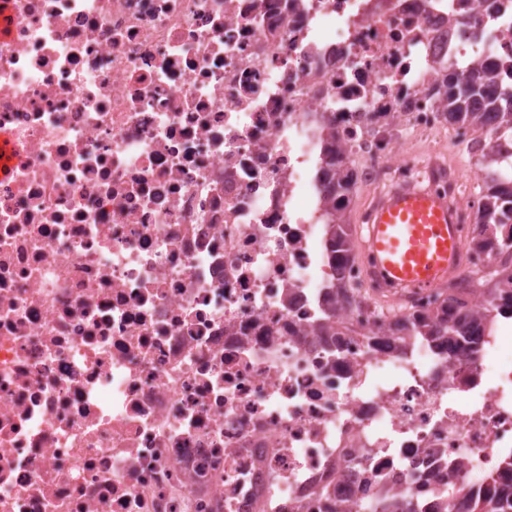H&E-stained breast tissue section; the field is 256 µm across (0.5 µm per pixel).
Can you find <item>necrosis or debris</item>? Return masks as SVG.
Wrapping results in <instances>:
<instances>
[{
  "mask_svg": "<svg viewBox=\"0 0 512 512\" xmlns=\"http://www.w3.org/2000/svg\"><path fill=\"white\" fill-rule=\"evenodd\" d=\"M7 3L0 512H434L501 472L512 322L380 345L319 171L386 182L447 67L512 63V0ZM431 164L470 241L481 193Z\"/></svg>",
  "mask_w": 512,
  "mask_h": 512,
  "instance_id": "4bbe7bcc",
  "label": "necrosis or debris"
}]
</instances>
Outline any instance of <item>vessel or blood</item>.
Instances as JSON below:
<instances>
[{
	"label": "vessel or blood",
	"mask_w": 512,
	"mask_h": 512,
	"mask_svg": "<svg viewBox=\"0 0 512 512\" xmlns=\"http://www.w3.org/2000/svg\"><path fill=\"white\" fill-rule=\"evenodd\" d=\"M458 222L445 196L412 184L389 188L373 200L365 226L371 278L401 294L441 287L463 266Z\"/></svg>",
	"instance_id": "1"
}]
</instances>
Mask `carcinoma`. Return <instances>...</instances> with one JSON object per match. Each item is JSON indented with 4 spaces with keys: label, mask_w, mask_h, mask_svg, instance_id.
Wrapping results in <instances>:
<instances>
[{
    "label": "carcinoma",
    "mask_w": 512,
    "mask_h": 512,
    "mask_svg": "<svg viewBox=\"0 0 512 512\" xmlns=\"http://www.w3.org/2000/svg\"><path fill=\"white\" fill-rule=\"evenodd\" d=\"M446 101L448 124L470 123L484 126L496 119L507 123L509 141L512 142V112H501L499 107H512V90H502L494 82L493 71L477 64L468 74L459 75L450 70L436 89ZM482 143L476 141L470 152L481 153V163L492 171L483 179L485 204L479 215L478 231L470 248L482 253H495L503 258V267L512 266V233H503L502 226L512 225V175L506 176L494 169L512 158L500 150L481 152ZM324 199L331 208L336 202L350 200L358 180L357 173L343 166L340 152L331 150L324 158L321 170ZM329 253L337 268H344L355 249L351 225L346 218L327 225ZM471 283L463 281L448 289L444 304L437 312H419L406 319H396L387 326L389 336H432L448 340V351L473 352L479 344L487 321L498 314L512 313V291L505 288L486 289L487 311L478 316L468 309L464 296ZM454 512H512V479L504 484L493 476L484 492H473L465 485H458ZM369 512H416L415 504L406 499L377 498Z\"/></svg>",
    "instance_id": "carcinoma-1"
}]
</instances>
